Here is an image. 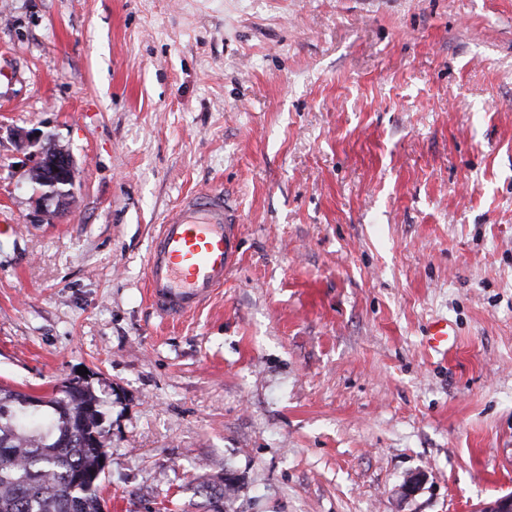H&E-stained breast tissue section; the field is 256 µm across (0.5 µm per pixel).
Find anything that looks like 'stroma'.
I'll return each instance as SVG.
<instances>
[{
  "label": "stroma",
  "instance_id": "obj_1",
  "mask_svg": "<svg viewBox=\"0 0 512 512\" xmlns=\"http://www.w3.org/2000/svg\"><path fill=\"white\" fill-rule=\"evenodd\" d=\"M34 129L77 167L50 224ZM202 190L239 262L168 319L148 254ZM81 368L105 512L512 493V0H0V384Z\"/></svg>",
  "mask_w": 512,
  "mask_h": 512
}]
</instances>
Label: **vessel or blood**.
Wrapping results in <instances>:
<instances>
[{
  "label": "vessel or blood",
  "mask_w": 512,
  "mask_h": 512,
  "mask_svg": "<svg viewBox=\"0 0 512 512\" xmlns=\"http://www.w3.org/2000/svg\"><path fill=\"white\" fill-rule=\"evenodd\" d=\"M239 218L223 192L181 199L165 216L148 258L154 306L176 317L201 306L239 260Z\"/></svg>",
  "instance_id": "b4317fda"
}]
</instances>
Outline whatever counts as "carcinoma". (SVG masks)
I'll use <instances>...</instances> for the list:
<instances>
[{"mask_svg": "<svg viewBox=\"0 0 512 512\" xmlns=\"http://www.w3.org/2000/svg\"><path fill=\"white\" fill-rule=\"evenodd\" d=\"M102 404L85 381L38 400L0 386V512H104Z\"/></svg>", "mask_w": 512, "mask_h": 512, "instance_id": "cac0c4a2", "label": "carcinoma"}]
</instances>
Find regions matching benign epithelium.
<instances>
[{
    "label": "benign epithelium",
    "mask_w": 512,
    "mask_h": 512,
    "mask_svg": "<svg viewBox=\"0 0 512 512\" xmlns=\"http://www.w3.org/2000/svg\"><path fill=\"white\" fill-rule=\"evenodd\" d=\"M30 143L37 146L28 157L29 172L40 173L36 180L44 192L39 198L38 208L44 216L57 217L74 197L76 165L70 152L52 138L28 134Z\"/></svg>",
    "instance_id": "obj_1"
}]
</instances>
